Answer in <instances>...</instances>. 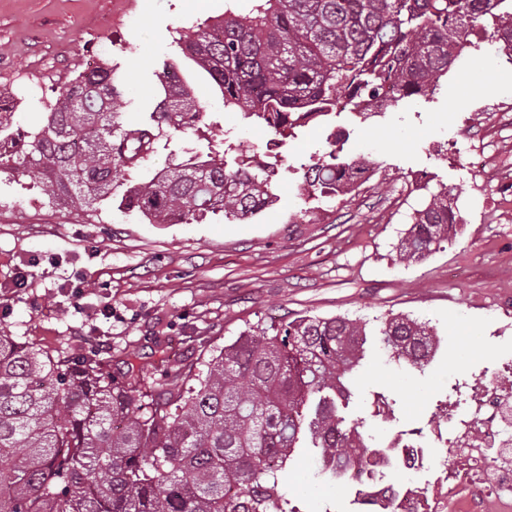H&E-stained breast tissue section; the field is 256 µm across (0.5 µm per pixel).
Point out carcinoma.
Masks as SVG:
<instances>
[{
  "label": "carcinoma",
  "instance_id": "cac0c4a2",
  "mask_svg": "<svg viewBox=\"0 0 512 512\" xmlns=\"http://www.w3.org/2000/svg\"><path fill=\"white\" fill-rule=\"evenodd\" d=\"M177 44L238 106L282 138L339 105L371 108L432 95L441 77L491 23L512 61V0H249ZM156 72L161 99L127 123L124 78L103 64L44 104L40 126L14 131L0 103V170H22L61 206L101 204L151 224L208 216L248 219L277 199V164L250 166L253 149L230 139L192 148L150 178L141 167L161 137L202 121L192 87ZM331 150L311 159L303 190L340 198L373 164ZM461 218L448 192L411 216L400 258L422 261L452 241ZM443 339L426 323L393 315H300L242 331L185 385L161 384L132 362L118 382L92 356H53L0 331V512H299L281 484L293 457L313 455L318 477L348 483L389 459L348 421L354 378L375 344L399 365L422 368Z\"/></svg>",
  "mask_w": 512,
  "mask_h": 512
}]
</instances>
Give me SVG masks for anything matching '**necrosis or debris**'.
<instances>
[{
  "label": "necrosis or debris",
  "instance_id": "obj_1",
  "mask_svg": "<svg viewBox=\"0 0 512 512\" xmlns=\"http://www.w3.org/2000/svg\"><path fill=\"white\" fill-rule=\"evenodd\" d=\"M512 357L501 356L491 372L473 379L462 372L459 392L448 401L441 424L409 437L400 417L387 419L392 456L402 474L372 477L377 498L395 500V512H512ZM448 449L447 461L431 451Z\"/></svg>",
  "mask_w": 512,
  "mask_h": 512
}]
</instances>
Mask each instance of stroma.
Wrapping results in <instances>:
<instances>
[{"mask_svg":"<svg viewBox=\"0 0 512 512\" xmlns=\"http://www.w3.org/2000/svg\"><path fill=\"white\" fill-rule=\"evenodd\" d=\"M225 2L0 0V96L13 128L32 131L44 102L104 63L125 76L128 117L138 119L154 109V73L168 61L204 117L199 131L161 140L131 179L168 167L185 147L207 154L227 134L264 146L268 132L225 108L175 42L222 16ZM334 131L349 156L380 168L348 199L303 195L300 166L328 151ZM281 155L275 204L241 221L151 224L107 207H62L30 177L0 173V331L51 353L95 354L115 372L131 354L160 379L202 369L258 324L306 314L374 327L403 313L437 329L439 354L422 370L370 360L348 416L372 430L375 392L396 399L405 421L428 413L462 363L492 362V335L512 325V70L483 38L433 97L366 119L345 111L311 121ZM444 188L463 218L456 237L427 260H401L414 209ZM310 467L296 459L281 488L290 505L348 512V486L313 479Z\"/></svg>","mask_w":512,"mask_h":512,"instance_id":"stroma-1","label":"stroma"}]
</instances>
